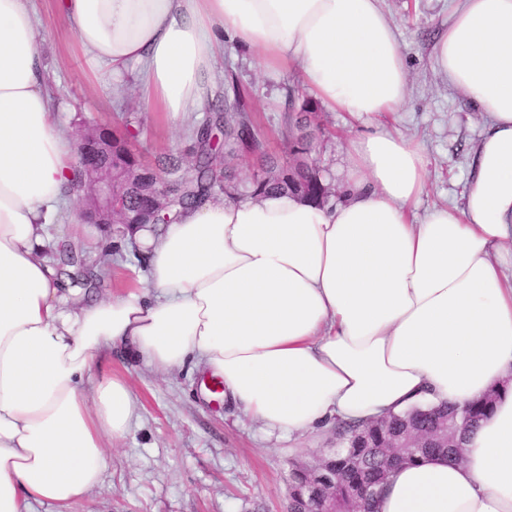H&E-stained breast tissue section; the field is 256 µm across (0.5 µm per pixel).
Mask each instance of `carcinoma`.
Masks as SVG:
<instances>
[{"label": "carcinoma", "mask_w": 512, "mask_h": 512, "mask_svg": "<svg viewBox=\"0 0 512 512\" xmlns=\"http://www.w3.org/2000/svg\"><path fill=\"white\" fill-rule=\"evenodd\" d=\"M224 83L231 89L224 90V106L216 108L219 115L215 117V123L222 125L220 137L211 140L209 129L202 126L192 135V161L187 162L181 153L172 152L157 157L152 165L146 167L148 175L142 177L136 189L127 193L128 209L122 218L124 237L133 234L132 226L140 223L141 215L150 209L158 195L167 201V209L166 216L150 219V223L157 226L170 223L185 208L214 199L219 194L231 197L237 193L238 185L232 181L231 172L248 136L251 137L250 150L258 160V168L246 187L250 195L256 197L270 191H283L319 205L329 202L334 196V190L312 157L315 142L328 136L324 125L316 119L318 105L310 99L301 101L297 110L299 117L290 128L288 160L282 162L267 154L263 142L254 133L249 93L237 84L228 68L224 69ZM137 136V128L129 122L112 130V168L115 171L143 166L133 150ZM494 401L495 396L491 395L462 408L416 407L388 420L346 423L338 427L336 440L342 447L328 455L318 469V473L335 483L336 507L347 512L356 507L362 512H376L375 501L380 487L391 471L382 464V447L387 445L391 436L408 427L416 431L432 428L446 418L459 423L454 436V443L459 445L462 435L492 410ZM362 433L368 435V448L355 441V437ZM399 452L404 465L436 454L455 461L460 459L456 448H401ZM353 481L372 489L371 495L356 506L351 503L349 495ZM321 509L323 506L319 501H305L297 496L288 499V512H320Z\"/></svg>", "instance_id": "obj_1"}]
</instances>
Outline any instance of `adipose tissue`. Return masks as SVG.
Listing matches in <instances>:
<instances>
[{"instance_id": "1", "label": "adipose tissue", "mask_w": 512, "mask_h": 512, "mask_svg": "<svg viewBox=\"0 0 512 512\" xmlns=\"http://www.w3.org/2000/svg\"><path fill=\"white\" fill-rule=\"evenodd\" d=\"M101 85L134 71L148 112L211 97L231 41L297 68L361 123L338 201L210 200L135 230L147 287L66 295L45 227L75 191V143L46 90L28 0H0V512L65 507L96 487L140 418L130 381L80 385L113 347L196 369L267 437L496 394L460 462L395 468L377 512H512V0H460L436 68L486 122L461 205L417 215L424 148L385 124L405 56L379 0H57Z\"/></svg>"}]
</instances>
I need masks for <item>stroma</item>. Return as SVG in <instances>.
<instances>
[{"mask_svg": "<svg viewBox=\"0 0 512 512\" xmlns=\"http://www.w3.org/2000/svg\"><path fill=\"white\" fill-rule=\"evenodd\" d=\"M457 0H381L405 54L408 94L403 108L391 115L393 128L420 143L429 159L427 187L415 206L418 214L461 204L471 172L474 149L484 126L478 107L452 87L432 60L436 41L448 30ZM41 28L44 77L70 134L98 124H115L127 116L140 130L136 149L146 161L167 150L185 149L190 128L206 115L195 112L160 118L131 102L116 105V94L135 84L126 74L108 88L89 79L90 66L75 35L61 22L55 0H31ZM224 62L251 94L252 115L261 127L270 153L285 156L282 137L288 88L301 86L298 72H273L248 51L227 44ZM333 137L319 154L331 183L344 179L346 139L352 129L347 113L323 110ZM68 205L48 227L51 244H69L85 269L102 262L112 276L85 289L89 298L107 299L143 287L146 262L124 245L118 224H76ZM102 371L121 374L142 403L132 433L107 451L109 462L101 483L67 510L49 502H31L29 512H285L290 464L315 463L335 447L334 429L292 440L263 438L257 426L244 421L222 395H207L208 382L198 372L160 374L118 350L106 354Z\"/></svg>", "mask_w": 512, "mask_h": 512, "instance_id": "obj_1", "label": "stroma"}]
</instances>
